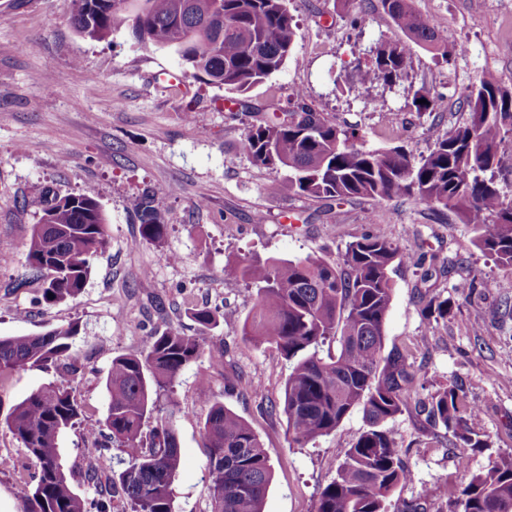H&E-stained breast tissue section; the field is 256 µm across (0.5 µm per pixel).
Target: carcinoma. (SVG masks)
I'll use <instances>...</instances> for the list:
<instances>
[{
    "label": "carcinoma",
    "instance_id": "1",
    "mask_svg": "<svg viewBox=\"0 0 512 512\" xmlns=\"http://www.w3.org/2000/svg\"><path fill=\"white\" fill-rule=\"evenodd\" d=\"M393 25L409 41L448 59L462 48L448 46L435 23L424 19L411 0H380ZM288 0H68L75 31L92 41L107 40L124 28L138 44L174 51L196 78L239 95L281 71L294 47V16ZM410 63L401 42L379 44L361 71L365 83L396 82ZM426 103L421 104L419 100ZM416 112L443 111V99L428 92L414 96ZM465 122L448 131L428 155L414 159L401 147L370 151L358 146L359 133L343 129L313 111L304 93L288 111L251 125L239 153L256 166L288 171V189L317 201L348 199L382 203L407 196L460 213L473 226L476 247L496 264L512 268V198L499 188L496 172L512 140V92L487 73L466 99ZM144 241L161 243L168 224L156 193L136 202ZM27 262L44 283L41 301L55 304L78 294L91 260L108 245V227L99 203L82 194L54 193L40 201ZM423 267L426 257L402 251L382 230L350 242L338 263L307 255L261 260L238 257L225 276L256 287L255 302L243 317L237 311L191 310L208 329L220 321L242 324L244 341L273 343L291 363L282 409L292 441L304 445L325 436L354 409H362L367 429L346 452L333 480L320 493L316 512H427L417 501L391 500L393 490L412 480L389 420L402 413L405 395L418 377L411 354L384 351V324L392 297L394 263ZM428 265V264H426ZM435 270L429 264L425 274ZM54 298H48V294ZM70 323L38 335L0 337V373L29 367L49 369L72 361ZM336 338L339 350L321 357L317 348ZM203 336L175 329L156 331L135 354L112 359L107 380L104 426L111 445L97 449L89 477L108 475L101 497L86 502L73 489L61 462L60 435L80 419L69 391V372L42 385L15 406L5 423L38 467L25 512H112L118 496L130 512H172V485L182 457L176 408L158 405L161 392L204 352ZM435 427L466 448L487 443L467 421L476 408L455 381L416 403ZM153 421L149 433L144 426ZM209 448L210 512H263L272 467L249 423L220 403L203 424ZM125 457L114 458L112 447ZM123 468L114 469V464ZM450 512H512V458H503L448 490Z\"/></svg>",
    "mask_w": 512,
    "mask_h": 512
}]
</instances>
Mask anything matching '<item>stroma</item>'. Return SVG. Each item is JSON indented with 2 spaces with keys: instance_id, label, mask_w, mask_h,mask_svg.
Segmentation results:
<instances>
[{
  "instance_id": "obj_1",
  "label": "stroma",
  "mask_w": 512,
  "mask_h": 512,
  "mask_svg": "<svg viewBox=\"0 0 512 512\" xmlns=\"http://www.w3.org/2000/svg\"><path fill=\"white\" fill-rule=\"evenodd\" d=\"M412 6L446 32L449 44H464L465 53L446 62L414 45L400 81L364 84L359 71L371 49L404 39L379 0H360L354 15L336 0H288L297 24L293 52L281 72L246 93L245 110L234 94L187 74L170 50L138 45L123 30L102 42L79 36L65 0H0V336L78 324L72 347L79 369L71 387L82 417L63 432L59 446L71 484L85 500L100 494L87 477L93 442L85 428L106 417L113 358L140 351L154 331L173 327L205 336L203 354L170 392L182 454L173 512L210 510L202 379L212 401L242 416L270 457L264 512H315L322 489L367 428L362 410H353L334 432L295 444L285 416L265 411L283 399L287 361L274 345L245 343L240 325L199 330L189 311L250 312L255 287L224 275L236 255L315 254L335 261L376 225L403 251L426 253L438 266L428 280L409 265L394 272L386 348L412 349L428 391L462 382L478 408L469 426L488 441L484 448L453 446L450 436L406 405L389 426L413 480L398 486L395 498L424 495L430 512H448L449 486L490 461L512 457V318L501 315L502 301H512V268L486 257L455 211L407 197L381 204L352 200L330 209L285 189L284 171L255 166L238 153L246 128L288 110L299 89L314 110L356 128L366 149L402 146L416 157L466 118L465 97L483 73L512 90V0H412ZM424 89L444 94L443 115L415 112L413 96ZM171 186L176 194H168ZM148 188L168 222L159 245L141 241L133 208ZM48 189L95 199L109 232L82 291L54 305L40 302L41 282L18 285ZM169 253L176 261H166ZM463 276L479 286L459 298L451 285ZM484 280L493 281L492 291L481 288ZM447 297V322L430 323L428 300ZM476 318L483 323L480 336L468 329ZM54 377V370L41 368L0 376V457L14 461L0 471V494L16 512H24L37 468L5 419ZM462 455L464 469L457 463Z\"/></svg>"
}]
</instances>
